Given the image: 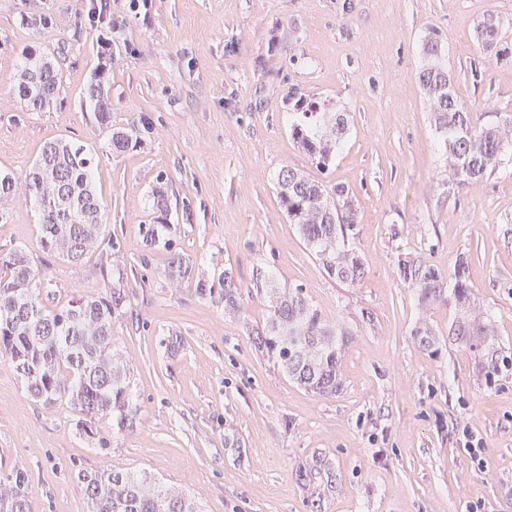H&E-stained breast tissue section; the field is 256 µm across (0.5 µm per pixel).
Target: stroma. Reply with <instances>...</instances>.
I'll list each match as a JSON object with an SVG mask.
<instances>
[{"label":"stroma","instance_id":"35a3bbf8","mask_svg":"<svg viewBox=\"0 0 512 512\" xmlns=\"http://www.w3.org/2000/svg\"><path fill=\"white\" fill-rule=\"evenodd\" d=\"M102 8L112 55L98 52ZM50 22L34 26L29 15ZM512 21V0H0V169L24 173L46 142L90 148L107 225L98 253L69 263L47 251L38 211L0 203V251L22 249L41 266L44 301L94 298L112 284L100 255L122 269L130 305L112 342L133 373V431L109 448L80 436L75 413L31 396L0 357V471L26 469L29 512H88L81 470L147 473L182 488L203 512H310L299 466L326 456L336 488L323 512H512V371L484 383L480 360L447 343L448 303L422 308L398 269L420 255L446 270L468 255L478 306L495 316L512 351V161L449 189L419 72L423 41L442 35L457 95L477 124L512 117V61L484 52L476 24ZM55 55L62 92L40 111L10 91L30 51ZM109 89L101 125L80 93L96 71ZM349 116L328 169L288 130L289 94ZM145 124L117 154L109 129ZM349 187L357 246L368 262L351 286L328 276L288 221L276 188L282 167ZM164 184L176 251L188 280L168 277V253L146 247ZM232 268L245 314L195 295L191 284ZM279 288L303 286L330 323L350 329L341 389L319 396L257 352L248 327L269 306L256 269ZM427 319L444 344H416ZM484 443L481 459L463 427Z\"/></svg>","mask_w":512,"mask_h":512}]
</instances>
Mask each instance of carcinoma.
Listing matches in <instances>:
<instances>
[{
	"mask_svg": "<svg viewBox=\"0 0 512 512\" xmlns=\"http://www.w3.org/2000/svg\"><path fill=\"white\" fill-rule=\"evenodd\" d=\"M503 22L489 14L476 26L481 46L500 60L512 59V46L502 40ZM428 62L419 73L427 96L440 147L448 158L451 184L477 182L504 164L512 134V120L478 126L470 110L453 89L452 75L444 62V47L436 30L425 38ZM59 68L47 54L30 55L18 70L13 93L32 111L58 98ZM82 97L98 120L108 122L110 101L98 72L84 87ZM292 139L325 168L336 158L348 130L344 112H324L315 104L297 99L288 113ZM141 142V128L132 125L112 131L110 149L125 152ZM92 156L83 147L63 140L44 145L39 158L19 178L0 172V198L14 195L24 183L25 200L40 213L42 243L62 259L77 263L98 247L104 233L105 211L92 177ZM278 195L315 257L327 274L356 285L366 275V263L355 247L357 208L343 184L325 185L290 168L277 175ZM159 224L145 229L143 241L169 253L168 276L183 279L189 260L173 250V240L159 235L167 224L165 194L155 191ZM400 276L415 289L424 308L448 302L453 315L448 339L484 357V376L491 385L512 362V352L495 338L493 316L477 311L470 289L469 257L459 256L444 272L420 258L399 259ZM43 276L28 255L18 249L0 253V355L7 358L24 380L28 392L49 404L66 403L79 414L80 433L107 448L110 439L97 425L110 423L112 434L133 430L138 416L130 371L112 350V320L124 316L130 304L125 290L108 288L97 298H74L48 307L38 285ZM270 288L271 310L263 328L253 330L255 348L272 358L289 379L319 395H332L342 385V349L345 328L328 323L309 302L303 288H273L270 279L255 287ZM240 285L232 270L224 268L212 280L195 284V294L224 310L243 314ZM418 345L438 352L437 331L422 323L413 331ZM297 480L312 491L332 482L329 464L317 460L296 472ZM90 512H200L182 492L165 488L150 477L122 470L80 471L77 474ZM29 474L17 467L0 473V512H28Z\"/></svg>",
	"mask_w": 512,
	"mask_h": 512,
	"instance_id": "obj_1",
	"label": "carcinoma"
}]
</instances>
